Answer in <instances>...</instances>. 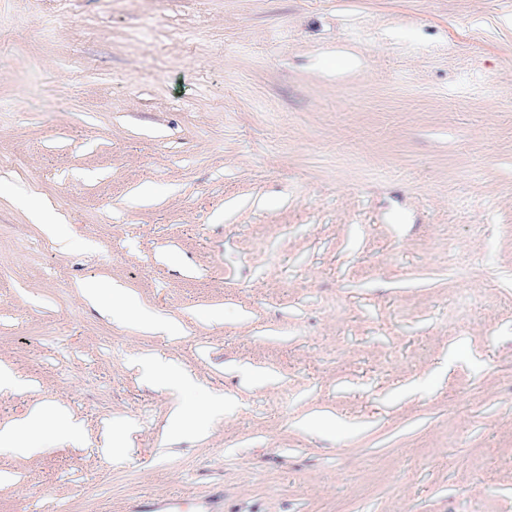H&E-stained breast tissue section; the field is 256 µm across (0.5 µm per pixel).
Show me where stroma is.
Returning a JSON list of instances; mask_svg holds the SVG:
<instances>
[{"label": "stroma", "instance_id": "1", "mask_svg": "<svg viewBox=\"0 0 512 512\" xmlns=\"http://www.w3.org/2000/svg\"><path fill=\"white\" fill-rule=\"evenodd\" d=\"M1 367L0 512H512V0H0ZM111 287H88L86 294L90 300H100L103 297L109 296L110 305L113 314L121 319L134 320L143 324L152 323V317L140 310L134 300L128 295H121L116 289L112 290V295H109ZM223 410L224 395L212 393L201 401L176 400L172 414L179 431H193L207 414ZM47 422L54 423L57 437L72 440L78 434V425L65 406L60 403L36 405L26 419L4 425L0 429V446L4 450H21L27 453L39 451L43 445L42 428ZM163 510L160 511H142V510H154L155 506L153 503L147 505L138 504L132 510H139L134 512H222L223 507H218L216 502L209 497L203 496H181L172 495L168 496L165 500Z\"/></svg>", "mask_w": 512, "mask_h": 512}]
</instances>
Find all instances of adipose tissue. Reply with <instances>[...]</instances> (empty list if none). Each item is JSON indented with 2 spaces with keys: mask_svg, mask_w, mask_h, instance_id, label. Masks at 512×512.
Listing matches in <instances>:
<instances>
[{
  "mask_svg": "<svg viewBox=\"0 0 512 512\" xmlns=\"http://www.w3.org/2000/svg\"><path fill=\"white\" fill-rule=\"evenodd\" d=\"M54 423L58 438L71 440L78 434V425L65 406L59 403L36 405L26 419L0 428V448L21 450L27 453L39 451L43 445L42 428Z\"/></svg>",
  "mask_w": 512,
  "mask_h": 512,
  "instance_id": "adipose-tissue-1",
  "label": "adipose tissue"
}]
</instances>
